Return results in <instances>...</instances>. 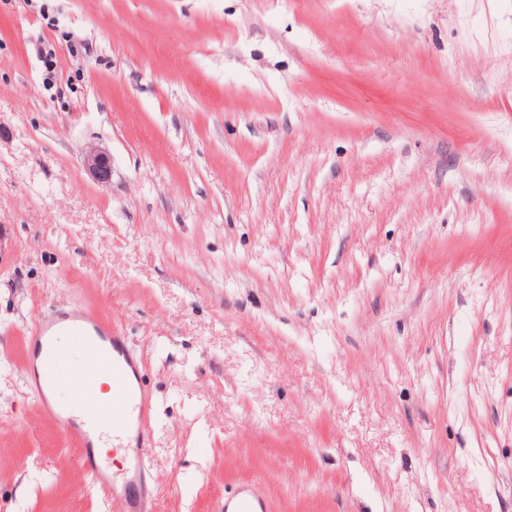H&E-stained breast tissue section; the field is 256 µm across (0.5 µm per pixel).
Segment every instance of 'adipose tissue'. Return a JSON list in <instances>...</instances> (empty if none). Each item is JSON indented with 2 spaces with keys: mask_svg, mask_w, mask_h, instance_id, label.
Returning a JSON list of instances; mask_svg holds the SVG:
<instances>
[{
  "mask_svg": "<svg viewBox=\"0 0 512 512\" xmlns=\"http://www.w3.org/2000/svg\"><path fill=\"white\" fill-rule=\"evenodd\" d=\"M61 349L70 353L67 377L58 392L66 399L77 400L82 412L91 418L99 417L105 407H112V371L99 352L71 350L68 341H60Z\"/></svg>",
  "mask_w": 512,
  "mask_h": 512,
  "instance_id": "adipose-tissue-1",
  "label": "adipose tissue"
}]
</instances>
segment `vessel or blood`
Instances as JSON below:
<instances>
[{
  "mask_svg": "<svg viewBox=\"0 0 512 512\" xmlns=\"http://www.w3.org/2000/svg\"><path fill=\"white\" fill-rule=\"evenodd\" d=\"M67 338L76 349H98L112 365V399L118 405L112 414V430L73 406H57L53 397L68 371L69 357L60 350L59 338ZM30 354L43 360L42 384L38 392L43 407L64 434L80 448V465L112 503V512H153L149 422L153 400L140 375V360L119 330L83 311L38 315L30 328ZM111 435L114 442L132 441L133 447L119 470L99 456L94 440ZM224 512H265L263 500L251 485H242L224 500Z\"/></svg>",
  "mask_w": 512,
  "mask_h": 512,
  "instance_id": "obj_1",
  "label": "vessel or blood"
}]
</instances>
